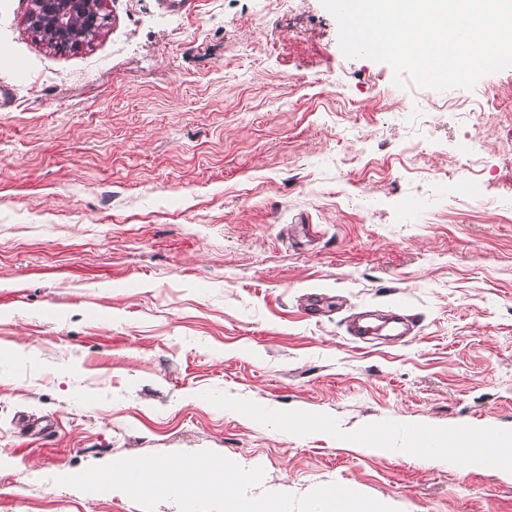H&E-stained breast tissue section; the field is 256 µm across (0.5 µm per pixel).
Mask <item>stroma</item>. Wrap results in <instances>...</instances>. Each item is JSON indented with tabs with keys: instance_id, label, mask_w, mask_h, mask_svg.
<instances>
[{
	"instance_id": "stroma-1",
	"label": "stroma",
	"mask_w": 512,
	"mask_h": 512,
	"mask_svg": "<svg viewBox=\"0 0 512 512\" xmlns=\"http://www.w3.org/2000/svg\"><path fill=\"white\" fill-rule=\"evenodd\" d=\"M28 8L0 0V512H143L56 479L201 450L262 467L253 496L512 512L403 452L512 431V74L400 89L321 0H105L66 50ZM362 310L413 333L354 342Z\"/></svg>"
}]
</instances>
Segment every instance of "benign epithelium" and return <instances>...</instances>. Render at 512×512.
I'll return each mask as SVG.
<instances>
[{
    "label": "benign epithelium",
    "instance_id": "obj_1",
    "mask_svg": "<svg viewBox=\"0 0 512 512\" xmlns=\"http://www.w3.org/2000/svg\"><path fill=\"white\" fill-rule=\"evenodd\" d=\"M30 8L26 16L29 27L37 28L48 24L57 32L67 46H77L83 35L73 27L78 18L85 29L93 31L99 23V16L85 11L84 0H29Z\"/></svg>",
    "mask_w": 512,
    "mask_h": 512
}]
</instances>
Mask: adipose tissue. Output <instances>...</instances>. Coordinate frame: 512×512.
Segmentation results:
<instances>
[{"mask_svg": "<svg viewBox=\"0 0 512 512\" xmlns=\"http://www.w3.org/2000/svg\"><path fill=\"white\" fill-rule=\"evenodd\" d=\"M408 453L430 463L451 458L463 467L490 469L512 480V433L423 434Z\"/></svg>", "mask_w": 512, "mask_h": 512, "instance_id": "1", "label": "adipose tissue"}]
</instances>
